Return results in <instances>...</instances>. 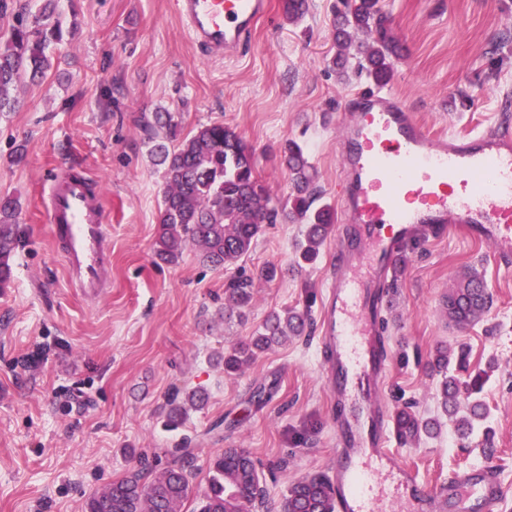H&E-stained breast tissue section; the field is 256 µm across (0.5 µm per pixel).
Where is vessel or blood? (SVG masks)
I'll return each mask as SVG.
<instances>
[{
  "instance_id": "b4317fda",
  "label": "vessel or blood",
  "mask_w": 512,
  "mask_h": 512,
  "mask_svg": "<svg viewBox=\"0 0 512 512\" xmlns=\"http://www.w3.org/2000/svg\"><path fill=\"white\" fill-rule=\"evenodd\" d=\"M178 11L208 56L242 52L268 0H177ZM345 150L339 189L345 222L367 261L354 272L342 260L330 277L318 338L335 410L336 462L330 472L335 512H496L505 491L482 466L433 487L401 465L391 448V409L382 395L390 370L382 321L394 267L422 227L435 234L461 227L512 260V124L464 136L430 135L392 92L371 87L351 95L341 122ZM48 221L72 288L100 295L112 262V228L100 189L68 173L44 188Z\"/></svg>"
}]
</instances>
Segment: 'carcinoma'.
Returning a JSON list of instances; mask_svg holds the SVG:
<instances>
[{
  "label": "carcinoma",
  "instance_id": "obj_1",
  "mask_svg": "<svg viewBox=\"0 0 512 512\" xmlns=\"http://www.w3.org/2000/svg\"><path fill=\"white\" fill-rule=\"evenodd\" d=\"M334 11L336 65L344 69L356 60L358 71L378 84L391 81L393 59L399 47L388 34L387 17L380 0H339ZM57 0H41L38 13L27 10L15 14L8 37L0 43V112L15 109L12 95L15 85L25 76L42 77L51 68L52 50L64 39L61 22H50ZM366 33L371 40L359 41ZM140 136L155 165L161 167L166 184L160 215L155 256L164 263L179 260L184 250L194 248L203 262L227 267L246 256L264 225L281 217L305 225L300 255L314 260L336 221L330 205L313 207L311 186L316 173L300 145L288 142L282 159L291 177L293 192L284 204L274 201L255 175L252 151L230 127L222 123L200 125L187 136L171 112H153L141 116ZM19 205L10 197L0 198V290L13 281L14 258L22 239L17 222ZM482 275L474 268L464 273L448 291L443 305L448 320L464 326L481 320L489 311L491 298L486 288H478ZM253 276L244 272L230 280L225 288L224 314L242 311L253 301ZM307 325V315L296 308L269 314L252 336L234 344L224 353V373L233 375L255 360L259 354L280 345L290 336H299ZM448 346L435 348L427 365L441 376L438 404L444 415L455 419V431L463 439L474 431V422L486 418L483 402L472 401L465 416H457L458 381L448 374ZM195 408L205 404V394L192 391L180 397L175 389L168 396L167 421L178 425L186 414L184 403ZM436 418L423 419L409 406L393 416V428L403 442L437 433ZM174 464L153 471L145 467L127 473L86 500L84 512H182L194 499L193 512H246L247 505L264 498L256 463L244 448H226L210 458L207 486L193 484L196 456L190 448H178ZM281 512H333V499L327 481L306 476L287 490Z\"/></svg>",
  "mask_w": 512,
  "mask_h": 512
}]
</instances>
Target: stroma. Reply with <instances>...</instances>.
Wrapping results in <instances>:
<instances>
[{"label": "stroma", "instance_id": "obj_1", "mask_svg": "<svg viewBox=\"0 0 512 512\" xmlns=\"http://www.w3.org/2000/svg\"><path fill=\"white\" fill-rule=\"evenodd\" d=\"M243 56L213 59L191 40L176 0H60L68 34L39 82H23L14 111L0 114V196L18 197L22 246L10 288L0 293V512H84L86 498L141 457L158 467L172 449H193L195 483L209 458L249 450L266 496L250 512H280L288 487L328 475L335 455L317 336L326 280L336 266V232L318 258L299 260L303 225H265L240 263L216 270L194 249L165 264L153 253L165 182L137 133L142 113H177L183 131L233 128L254 150L271 195L287 199L281 149L301 144L317 172L318 203L341 207L340 130L347 96L365 76L336 73L332 5L309 0L291 21L270 0ZM401 47L388 88L431 133L462 136L512 107V0H383ZM24 146L25 159L10 155ZM58 168L104 190L112 224V266L101 298L70 288L46 221L43 186ZM277 266L255 280L245 319L225 318L224 284L239 271ZM493 298L483 319L449 322L443 297L468 268ZM386 319L392 350L384 398L421 415L437 407L438 376L427 366L438 342L464 351L459 400L480 378L486 428L460 439L450 418L436 438L394 443L399 460L429 484L462 469L494 465L512 512V267L490 245L450 232L415 247L393 280ZM307 310L303 335L229 376L216 357L251 336L264 318ZM204 390L203 409L167 426L173 389Z\"/></svg>", "mask_w": 512, "mask_h": 512}]
</instances>
